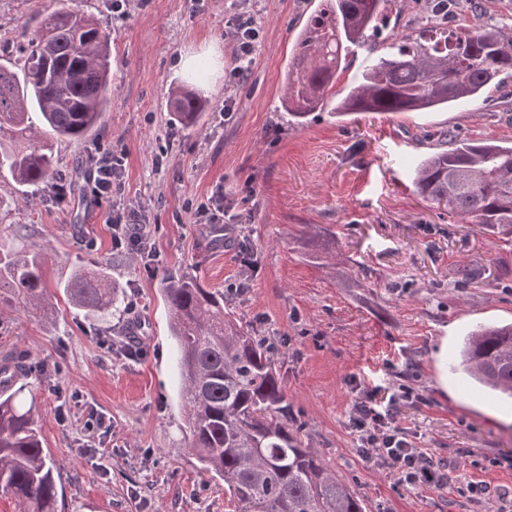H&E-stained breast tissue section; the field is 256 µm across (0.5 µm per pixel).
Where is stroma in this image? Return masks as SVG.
I'll use <instances>...</instances> for the list:
<instances>
[{
  "instance_id": "obj_1",
  "label": "stroma",
  "mask_w": 512,
  "mask_h": 512,
  "mask_svg": "<svg viewBox=\"0 0 512 512\" xmlns=\"http://www.w3.org/2000/svg\"><path fill=\"white\" fill-rule=\"evenodd\" d=\"M317 0H0V65H19L25 31L44 13L80 11L111 36L112 93L93 139L57 142L54 184L0 176V361L23 357L26 398L57 471L61 512H224V483L189 450L163 273L224 293L237 321L277 348L290 417L364 495L370 512H512V401L488 396L446 359L476 325L512 322V243L420 196L419 162L443 134L512 138V81L476 102L435 112L312 113L281 107L297 35ZM261 28L247 80L225 87L235 43L230 15ZM449 16L512 30V0H452ZM214 52L195 80L180 56ZM205 109L182 129L170 91ZM232 95V114L224 97ZM125 156L118 203L146 221L150 254L112 247L110 202L95 200L92 156ZM230 207L232 224L197 208ZM41 253L48 299L26 305L13 259ZM251 272H244L242 258ZM105 268L120 288L111 312L73 306L64 285ZM479 270L461 283L464 268ZM362 386H406L398 420L417 446L453 466L452 486L413 490L362 461L348 427ZM104 417V427L91 426ZM487 487L466 493L467 482Z\"/></svg>"
}]
</instances>
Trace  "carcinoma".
I'll return each instance as SVG.
<instances>
[{
	"label": "carcinoma",
	"instance_id": "carcinoma-1",
	"mask_svg": "<svg viewBox=\"0 0 512 512\" xmlns=\"http://www.w3.org/2000/svg\"><path fill=\"white\" fill-rule=\"evenodd\" d=\"M388 0H319L288 61L282 108L292 123L326 108L352 112H425L477 100L512 78V35L460 18L427 22L408 34H386ZM383 42L386 52L340 99L332 89L355 49ZM110 37L91 16L54 11L28 39L20 69L0 65V132L29 130L39 111L44 140L27 151L0 152V172L24 185L47 182L53 141L92 135L110 102ZM173 107L182 127L203 109L196 93L179 92ZM427 156L413 184L425 199L512 241V140L453 138ZM16 288L38 306L45 288L41 262L13 269ZM75 304L107 312L118 288L98 270L65 286ZM161 291L178 349L181 397L190 449L203 469L224 481L226 512H367L365 498L336 474L301 426L288 419V398L266 339L238 325L224 293L189 274L168 273ZM457 368L477 386L512 398V323L480 325L463 337ZM21 390L0 396V492L18 512H57L58 485L47 463L34 408Z\"/></svg>",
	"mask_w": 512,
	"mask_h": 512
}]
</instances>
